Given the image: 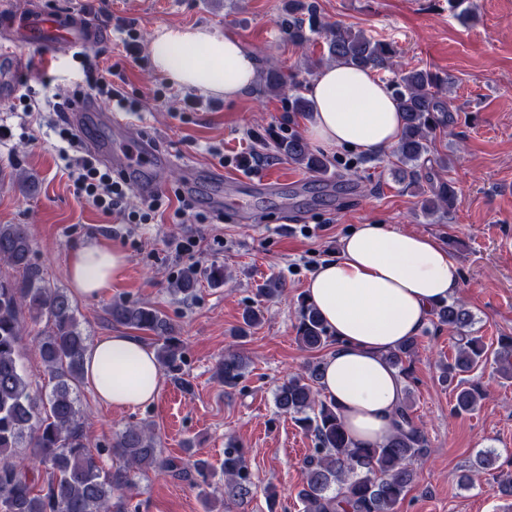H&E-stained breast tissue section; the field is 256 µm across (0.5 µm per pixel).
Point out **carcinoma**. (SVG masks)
Masks as SVG:
<instances>
[{"mask_svg": "<svg viewBox=\"0 0 512 512\" xmlns=\"http://www.w3.org/2000/svg\"><path fill=\"white\" fill-rule=\"evenodd\" d=\"M280 28L298 48L310 45L315 36L324 39L326 52L317 59L307 58L309 72L325 61L386 71L396 55L390 42L322 22L316 6L304 0H288ZM446 83L441 76L418 68L396 72L389 79L388 87L404 119L400 141L393 149V171L402 179L417 178L420 168L430 161L431 135L448 126V99L442 92ZM259 84L266 95L278 96L285 89L281 72L272 67L261 72ZM276 147L310 172L327 170V162L299 136L280 139ZM451 200L448 185L442 183L424 199L423 209L428 214L445 212ZM31 252L24 225L0 224V262L18 272L16 276L0 273V512H128L123 493L146 468L209 495L212 465L191 454L161 456L155 434L145 425H127L110 448H88L78 394L89 337L80 328L70 294L45 279L31 262ZM203 279L213 286L224 283V268L191 266L181 274L174 291L190 297ZM108 314L114 323L154 336L160 368L172 382L190 388L185 379V344L172 322L147 303L114 302ZM433 315L457 334L455 356L442 367L443 380L454 386L453 413H470L482 393L467 385L464 375L489 363L499 377L512 380V336L501 337L498 348L490 350L468 331L473 315L459 301L436 307ZM42 321L45 328L37 348L51 388L35 390L20 365L19 346L25 323ZM297 338L310 351L332 341L318 312L304 302L298 309ZM417 345L415 336L388 355L390 365L405 380ZM245 374L246 362L236 353L224 356L216 369L228 388L237 387ZM319 376L320 362L313 361L304 373L287 378L275 390L279 411L291 416L315 441L297 492L302 512H398L414 480L411 461L425 449L409 389H404L396 409L395 433L382 444L365 447L349 436L335 403L320 396ZM26 447L33 449V463L44 467L46 478L31 479L25 467L15 463L17 449ZM104 455L111 461L108 468L102 463ZM497 460L494 451H483L476 456L474 469L495 470ZM224 477L233 484L235 496L251 494L244 451L235 442L224 448Z\"/></svg>", "mask_w": 512, "mask_h": 512, "instance_id": "carcinoma-1", "label": "carcinoma"}]
</instances>
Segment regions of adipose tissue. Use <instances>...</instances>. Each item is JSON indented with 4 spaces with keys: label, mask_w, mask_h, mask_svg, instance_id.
Here are the masks:
<instances>
[{
    "label": "adipose tissue",
    "mask_w": 512,
    "mask_h": 512,
    "mask_svg": "<svg viewBox=\"0 0 512 512\" xmlns=\"http://www.w3.org/2000/svg\"><path fill=\"white\" fill-rule=\"evenodd\" d=\"M154 68L174 84L231 100L259 76L257 58L234 37L199 28H165L148 45ZM312 111L306 135L328 153L346 148L377 156L393 149L403 121L389 89L372 70L334 63L307 88ZM127 255L94 238L71 254L73 294L96 299L111 290ZM458 267L428 234L391 224H360L320 265L303 294L336 339L322 361L320 392L339 407L350 436L362 445L395 431L403 382L388 360L399 342L419 335L435 306L457 295ZM85 379L99 401L133 409L154 401L162 375L154 350L140 337L114 333L90 344Z\"/></svg>",
    "instance_id": "ef3b65f1"
}]
</instances>
